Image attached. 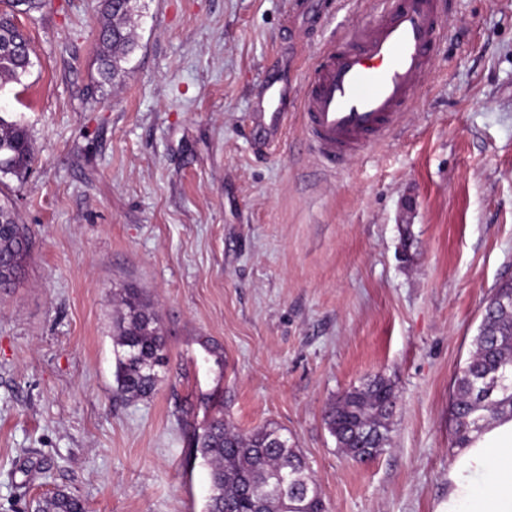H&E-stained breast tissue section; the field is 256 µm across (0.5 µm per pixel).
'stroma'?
<instances>
[{
	"label": "stroma",
	"instance_id": "stroma-1",
	"mask_svg": "<svg viewBox=\"0 0 512 512\" xmlns=\"http://www.w3.org/2000/svg\"><path fill=\"white\" fill-rule=\"evenodd\" d=\"M445 2L427 86L333 170L297 111L268 150L248 112L267 70L304 92L323 46L370 20L361 0H139L137 47L104 87L99 0L19 15L33 65L0 116L27 126L34 163L0 195L31 251L0 294V512L58 490L86 512H204L188 443L210 406L242 433L280 429L329 512H433L455 375L512 277V0ZM124 288L167 342L144 400L114 393ZM377 376L391 442L354 460L324 413Z\"/></svg>",
	"mask_w": 512,
	"mask_h": 512
}]
</instances>
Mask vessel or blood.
<instances>
[{
	"instance_id": "obj_1",
	"label": "vessel or blood",
	"mask_w": 512,
	"mask_h": 512,
	"mask_svg": "<svg viewBox=\"0 0 512 512\" xmlns=\"http://www.w3.org/2000/svg\"><path fill=\"white\" fill-rule=\"evenodd\" d=\"M371 9L372 21L325 45L303 97H296L276 71L264 73L249 112L259 143L278 142L289 106L297 105L313 153L335 169L399 125L432 73L442 38L439 0H372Z\"/></svg>"
}]
</instances>
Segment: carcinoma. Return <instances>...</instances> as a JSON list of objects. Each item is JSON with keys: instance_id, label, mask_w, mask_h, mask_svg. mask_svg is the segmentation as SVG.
Wrapping results in <instances>:
<instances>
[{"instance_id": "1", "label": "carcinoma", "mask_w": 512, "mask_h": 512, "mask_svg": "<svg viewBox=\"0 0 512 512\" xmlns=\"http://www.w3.org/2000/svg\"><path fill=\"white\" fill-rule=\"evenodd\" d=\"M0 88L18 83L32 66L29 41L16 23V14L41 7L42 0H0ZM139 0H103L98 36L99 86L110 85L125 73L134 52V15ZM34 160L27 128L0 116V178H19ZM31 250L25 225L13 205L0 202V252L12 263L0 269V290L20 282ZM512 295L506 280L485 306L470 357L454 381L451 406L452 447H463L474 432L501 415H512V305L500 306ZM116 391L127 399L151 397L160 382L159 369L168 365L166 339L152 304L136 289L121 295L113 322ZM395 394L392 385L376 377L339 396L325 411L324 422L336 448L362 459L389 445ZM193 455L209 475L205 512H327L308 466L295 445L274 426L248 434L235 430L216 410L193 442ZM35 512H85L76 496L58 491L39 500Z\"/></svg>"}]
</instances>
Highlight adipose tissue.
Here are the masks:
<instances>
[{"label": "adipose tissue", "instance_id": "ef3b65f1", "mask_svg": "<svg viewBox=\"0 0 512 512\" xmlns=\"http://www.w3.org/2000/svg\"><path fill=\"white\" fill-rule=\"evenodd\" d=\"M434 512H512V416L488 422L454 449L448 493Z\"/></svg>", "mask_w": 512, "mask_h": 512}]
</instances>
